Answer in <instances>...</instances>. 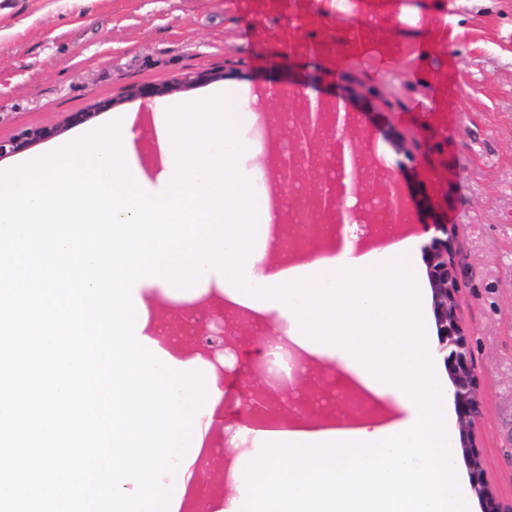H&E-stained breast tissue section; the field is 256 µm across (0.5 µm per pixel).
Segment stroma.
<instances>
[{
  "instance_id": "1",
  "label": "stroma",
  "mask_w": 512,
  "mask_h": 512,
  "mask_svg": "<svg viewBox=\"0 0 512 512\" xmlns=\"http://www.w3.org/2000/svg\"><path fill=\"white\" fill-rule=\"evenodd\" d=\"M10 34L0 37V138L65 126L74 112L133 114L143 159L156 156L154 111L206 96L201 84L148 99L157 87L200 70L247 89L264 124L239 135L255 150L243 160L253 185L270 177L271 148L286 137L283 97L306 88L331 101L354 91L350 134L382 159L407 202L421 243L452 225L459 320L479 378L477 443L500 498L512 502V0H4ZM453 17L462 36L436 42L431 21ZM291 111H299L293 101ZM406 141L396 151L392 133ZM283 323L268 315L241 326L244 364L224 384L225 460L253 453L242 402L252 361ZM302 369L308 396L336 391L340 408L312 407L288 426L345 428L352 417L387 422L383 402L342 365L312 358Z\"/></svg>"
}]
</instances>
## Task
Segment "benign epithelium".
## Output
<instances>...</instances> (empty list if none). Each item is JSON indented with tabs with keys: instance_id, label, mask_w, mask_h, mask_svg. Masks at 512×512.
Wrapping results in <instances>:
<instances>
[{
	"instance_id": "1",
	"label": "benign epithelium",
	"mask_w": 512,
	"mask_h": 512,
	"mask_svg": "<svg viewBox=\"0 0 512 512\" xmlns=\"http://www.w3.org/2000/svg\"><path fill=\"white\" fill-rule=\"evenodd\" d=\"M302 103V112L289 120L291 144L288 156L280 157L275 167V185L285 189L293 188L296 176L302 171L316 170L317 150L320 141L330 138L329 159L336 167V185L328 189L318 213L329 216L336 224V236H342L345 226H353L356 219L352 211L344 207V201L361 196L367 190L375 189L374 195L381 198L382 207L389 211L399 208L401 200L393 183L392 175H383L369 180L366 172L371 167L368 157L359 148L350 144L352 113L347 109L350 97L328 104L320 99L313 100L306 88L297 90ZM58 128L41 127L25 130L7 139H0V160L13 155L32 144L51 138ZM436 230L442 236H435L424 247L428 278L431 285L434 312L439 331V342L446 351L445 362L453 384V400L459 419L460 445L469 464L470 482L477 494L482 512H512L492 490L487 479L484 460L476 449L474 427L480 415L479 380L474 371L468 347L467 336L460 324L456 295L459 283L453 259V233L448 225H438ZM260 383L253 385L249 402L255 407H265L277 417L285 416L288 396L270 397V384L265 370L257 371Z\"/></svg>"
}]
</instances>
